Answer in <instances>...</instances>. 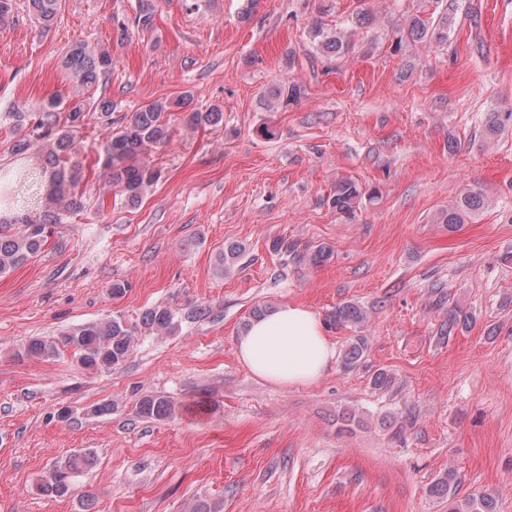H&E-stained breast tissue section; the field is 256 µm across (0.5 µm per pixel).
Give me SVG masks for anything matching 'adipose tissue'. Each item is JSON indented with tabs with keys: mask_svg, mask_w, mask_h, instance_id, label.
Here are the masks:
<instances>
[{
	"mask_svg": "<svg viewBox=\"0 0 512 512\" xmlns=\"http://www.w3.org/2000/svg\"><path fill=\"white\" fill-rule=\"evenodd\" d=\"M236 352L252 374L282 387L314 382L336 357L317 313L291 303L252 319Z\"/></svg>",
	"mask_w": 512,
	"mask_h": 512,
	"instance_id": "obj_1",
	"label": "adipose tissue"
}]
</instances>
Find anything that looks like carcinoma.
I'll return each instance as SVG.
<instances>
[{
    "instance_id": "carcinoma-1",
    "label": "carcinoma",
    "mask_w": 512,
    "mask_h": 512,
    "mask_svg": "<svg viewBox=\"0 0 512 512\" xmlns=\"http://www.w3.org/2000/svg\"><path fill=\"white\" fill-rule=\"evenodd\" d=\"M34 18L47 29L57 16L60 0H29ZM156 5L154 0H139V10L134 17V26L145 33L152 29ZM448 11L414 15L408 29L393 33L395 46L410 37L415 41L437 43L448 40ZM321 51L329 56L343 55L351 48L350 36L341 31L326 32L316 25L312 29ZM65 77L72 82L73 93L69 101L58 97L48 98L37 112L17 109L12 113L16 139L11 144V153L22 155L33 147L43 153V166L22 169L3 181V195L8 198L32 191L49 178L44 208L31 214H21L9 222L0 224V275L6 274L28 262L37 255L51 234L53 224H61L69 216L85 210L87 202L81 186L84 168L80 156L84 149L82 130L87 117L96 112L99 118L112 124V100L106 97L90 98L87 92L99 82H105L112 73V53L107 48L90 49L76 43L66 52L63 60ZM303 94V87L295 82L282 83L271 90L275 102L288 105ZM191 99L186 94L173 103L159 98L140 106L132 113L126 124L117 132L108 135L98 147V163L105 178L103 193L128 205L135 206L142 200L147 188L159 179V171L146 161L144 155L152 150L163 149L170 141V121L175 105H185ZM223 112L216 107L205 111L185 113L183 121L192 128L215 126L222 121ZM379 198L376 187L363 188L351 179H342L336 184L332 205L336 210L351 215L356 204L366 199L373 202ZM485 206V196L479 189L462 194L456 205L441 214L440 223L452 228L465 218ZM367 318L366 311L352 303L336 307L329 317V324L336 327L357 326ZM148 331L162 334L175 326V314L167 307L148 310L142 319ZM137 327L129 325L122 317L114 316L88 322L76 329L65 331L50 339L33 338L25 347L30 358L55 357L61 350L71 351L75 364L87 371L112 370L121 366L132 354ZM367 338L355 336L349 339L342 355V363L354 368L365 356ZM172 402L165 397L147 396L138 403V414L149 419H164L172 414ZM85 453L69 456L64 462L45 473L38 490L47 495L62 496L69 491L70 474L88 464ZM457 476L448 471L429 488V494L448 500V512H497L498 500L490 492L469 494L456 498Z\"/></svg>"
}]
</instances>
